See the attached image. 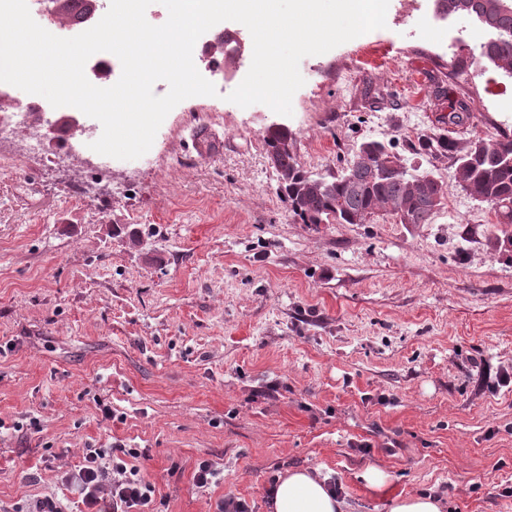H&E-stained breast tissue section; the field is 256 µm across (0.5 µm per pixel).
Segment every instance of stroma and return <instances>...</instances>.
I'll return each mask as SVG.
<instances>
[{
    "instance_id": "obj_1",
    "label": "stroma",
    "mask_w": 512,
    "mask_h": 512,
    "mask_svg": "<svg viewBox=\"0 0 512 512\" xmlns=\"http://www.w3.org/2000/svg\"><path fill=\"white\" fill-rule=\"evenodd\" d=\"M450 31L464 44L444 56ZM487 37L430 11L388 21L306 64L292 116L202 97L214 122L180 102L143 165L97 186L38 153L0 168V505L62 495L83 449L117 442L146 449L163 512L226 496L269 512L270 478L294 468L331 474L351 512H388L371 464L392 493L512 512V252L493 249L494 212L450 155L512 132L491 109L512 78L480 62ZM463 101L469 119L447 124ZM272 123L312 173L379 140L447 194L428 224L298 223ZM198 128L218 153L197 156ZM205 460L222 478L199 488Z\"/></svg>"
}]
</instances>
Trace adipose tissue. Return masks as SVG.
Returning <instances> with one entry per match:
<instances>
[{
    "label": "adipose tissue",
    "mask_w": 512,
    "mask_h": 512,
    "mask_svg": "<svg viewBox=\"0 0 512 512\" xmlns=\"http://www.w3.org/2000/svg\"><path fill=\"white\" fill-rule=\"evenodd\" d=\"M367 486L379 494H388L390 512H445L440 498L430 494H389L384 472L375 465L363 474ZM270 512H345L346 504L332 487L330 475L312 469L286 471L276 483L269 500Z\"/></svg>",
    "instance_id": "obj_1"
}]
</instances>
